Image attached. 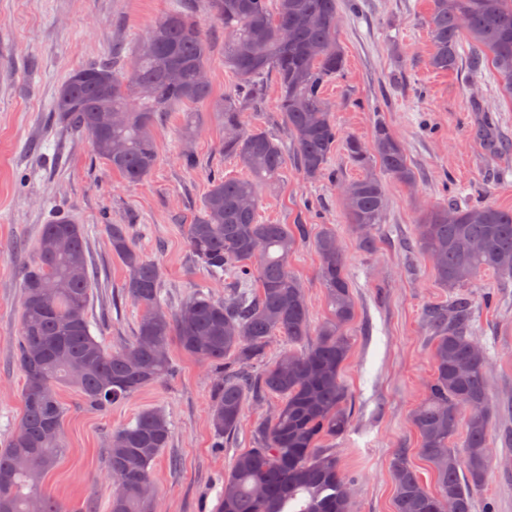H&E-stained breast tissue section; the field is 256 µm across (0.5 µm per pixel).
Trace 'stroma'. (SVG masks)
Segmentation results:
<instances>
[{
  "instance_id": "35a3bbf8",
  "label": "stroma",
  "mask_w": 512,
  "mask_h": 512,
  "mask_svg": "<svg viewBox=\"0 0 512 512\" xmlns=\"http://www.w3.org/2000/svg\"><path fill=\"white\" fill-rule=\"evenodd\" d=\"M178 0H0V444L22 411V374L16 364L20 269L34 255L43 224L61 212L82 224L95 272L88 318L106 347L128 342L139 309L123 293L126 269L113 255L105 227L127 224L136 247L162 269V296L180 305L197 286L223 297L225 280L208 278L189 257L185 232L211 178L243 177L224 153L225 96L235 75L224 65V28L210 0H179L198 22L209 46L213 97L164 113L153 135L157 163L144 180L130 182L96 155L88 137L54 120L58 87L80 68L107 59L123 65L137 43ZM430 0H339L338 42L344 71L324 95L341 137L371 143L377 125L403 143L416 171L413 184L385 179L386 210L374 231L376 246L362 249L344 218L341 188L362 171L336 145L318 181L299 170L293 140L277 107L273 78L246 111V127L266 131L285 151L279 182L259 192V219L305 227L291 258L302 283L310 324L328 315L314 242L323 227L341 239L356 304L348 327L351 350L343 367L352 418L332 441L342 472L355 480L354 512H394L392 463L401 457L426 486L436 476L419 454L413 409L426 395L434 331L431 307L462 295L472 305V335L487 353V376L498 412L490 428L493 468L476 492L473 512H512V276L487 271L453 291L436 279L430 260L415 247L416 226L427 209L451 202L512 208V98L489 70L472 74L469 60L440 72L428 60ZM492 115L502 148H487L475 134ZM195 157L184 166V151ZM173 373L102 413L87 408L72 388L60 390L66 413L67 453L43 488L67 512H107L106 475L111 430L146 408L165 412L168 448L152 475L158 512H214L234 458L253 448L256 431L280 405L275 394L247 396L243 420L215 447L210 426L211 369L171 344Z\"/></svg>"
}]
</instances>
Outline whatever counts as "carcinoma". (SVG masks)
<instances>
[{
	"instance_id": "cac0c4a2",
	"label": "carcinoma",
	"mask_w": 512,
	"mask_h": 512,
	"mask_svg": "<svg viewBox=\"0 0 512 512\" xmlns=\"http://www.w3.org/2000/svg\"><path fill=\"white\" fill-rule=\"evenodd\" d=\"M211 2L214 18L224 25V64L242 90L224 98V154L248 176L211 179L201 214L187 225L186 244L196 267L212 279L228 274L233 285L222 299L200 286L171 309L161 298L158 264L133 244L130 226L106 225L112 254L127 269L124 293L140 310L130 342L110 349L90 331L92 278L82 226L70 219L43 225L34 257L21 271L16 361L24 379L23 410L19 428L0 448V512H30L34 500L41 512H64L43 489L46 474L67 451L60 387L76 388L84 405L107 412L171 375L173 337L215 373L210 419L216 447H224V436L240 425L247 393L282 397L273 418L258 428L256 446L237 456L224 477L216 512H353V480L342 473L333 449L322 447L350 426L341 370L350 351L345 329L356 305L342 243L330 228L315 240L329 315L312 339L304 289L289 267L305 229L258 220L259 188L280 179L284 152L266 132L245 128L243 120L246 107L262 96L263 79L272 74L300 171L311 180L325 175L339 133L323 89L345 66L336 41L337 0ZM427 26L432 68H455L466 40L473 71L480 72L485 57L512 98V0H431ZM171 70L178 73L175 81L168 77ZM203 73H208L205 35L190 14L174 7L134 48L124 73L109 62L70 73L51 111L58 122L87 135L112 170L140 181L157 161L153 129L160 115L178 105L211 101L212 85L201 79ZM135 87L139 101L130 111L127 99ZM105 106L121 115L110 128L100 123ZM344 146L350 160L366 170L343 186L345 220L362 248L372 250L371 231L382 222L386 202L385 185L372 169L406 185L415 182V171L401 140L383 124L371 145L347 137ZM416 231L417 248L446 288H461L485 271L512 276V209L438 206ZM428 318L436 331L433 374L412 424L436 483L425 486L405 459H396L395 512H434L448 499L455 512H472L474 494L493 463L487 448L497 408L488 389L486 355L471 335L466 299L432 308ZM273 336L287 338L292 348L252 374ZM460 433L459 451L452 442ZM171 437L169 420L154 408L110 433L108 512H156L152 464Z\"/></svg>"
}]
</instances>
